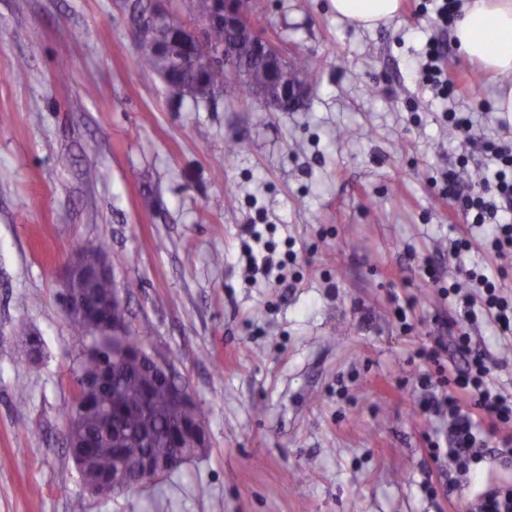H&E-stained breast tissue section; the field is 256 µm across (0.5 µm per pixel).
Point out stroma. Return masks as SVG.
Instances as JSON below:
<instances>
[{
    "instance_id": "stroma-1",
    "label": "stroma",
    "mask_w": 512,
    "mask_h": 512,
    "mask_svg": "<svg viewBox=\"0 0 512 512\" xmlns=\"http://www.w3.org/2000/svg\"><path fill=\"white\" fill-rule=\"evenodd\" d=\"M146 2L0 0V512H467L477 487L428 446L448 422L420 409L416 353L439 338L462 367L456 324L512 392V346L446 293L481 142L512 136L494 108L512 73L470 61L418 0L374 29L328 0H253L259 30L318 68L309 99L265 112L238 86L196 104L137 61ZM431 38L465 87L444 105L411 67ZM451 111L475 113L471 138L449 135ZM248 224L296 252L282 280L248 279ZM77 241L104 246L131 329L207 414L205 453L109 502L66 441L87 343L56 297Z\"/></svg>"
}]
</instances>
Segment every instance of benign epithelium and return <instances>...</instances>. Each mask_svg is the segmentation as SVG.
I'll return each mask as SVG.
<instances>
[{"label": "benign epithelium", "mask_w": 512, "mask_h": 512, "mask_svg": "<svg viewBox=\"0 0 512 512\" xmlns=\"http://www.w3.org/2000/svg\"><path fill=\"white\" fill-rule=\"evenodd\" d=\"M155 20L168 24L176 31V40L162 50L163 57L174 61L181 69L200 73L222 65L233 81L243 83L257 105L266 109L288 111L304 102L310 92L306 74L292 67L291 58L285 56L279 43L260 35L249 13L239 6L238 0H207V7L198 14L199 30H189L169 16L163 3H157ZM216 25L224 26L230 41L214 50L203 49L207 31ZM245 42L260 65L259 71L242 67L238 60V45ZM141 359L166 380L172 404L188 407L195 404L189 386L177 379L174 367L146 345H141ZM174 448L184 456L193 448L208 447L205 425L190 428L180 423L174 429ZM172 469V459L143 456L123 464L112 473V483L96 482L84 485L94 498L102 501L112 497V489L139 488Z\"/></svg>", "instance_id": "obj_1"}]
</instances>
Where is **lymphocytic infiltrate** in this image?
<instances>
[{"label":"lymphocytic infiltrate","mask_w":512,"mask_h":512,"mask_svg":"<svg viewBox=\"0 0 512 512\" xmlns=\"http://www.w3.org/2000/svg\"><path fill=\"white\" fill-rule=\"evenodd\" d=\"M483 150L496 162L487 169L483 178L484 192L465 199V206L473 214V226H489L484 240L485 248L500 258H512V146L493 141L483 144ZM472 250L467 237L457 238L454 256L466 266L465 283H452L450 294L460 297L467 319L484 316L497 327L503 340L512 342V297L504 296L500 278L501 268L476 269L467 266ZM466 369L454 374L452 391L440 396L431 392L433 378L422 374L419 384L430 392L426 400L428 410L447 417L448 433L445 441H431L433 454H446L450 464L462 473H470L472 465L481 463L488 446L484 436L485 426L506 427L497 451L499 460L512 463V399L504 395L493 375L492 367L484 353L470 346L466 335L457 338Z\"/></svg>","instance_id":"obj_1"}]
</instances>
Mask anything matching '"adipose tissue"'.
<instances>
[{"label":"adipose tissue","mask_w":512,"mask_h":512,"mask_svg":"<svg viewBox=\"0 0 512 512\" xmlns=\"http://www.w3.org/2000/svg\"><path fill=\"white\" fill-rule=\"evenodd\" d=\"M331 11L373 28L399 12L401 0H329ZM455 27L460 51L496 73L512 72V0H468Z\"/></svg>","instance_id":"adipose-tissue-1"}]
</instances>
